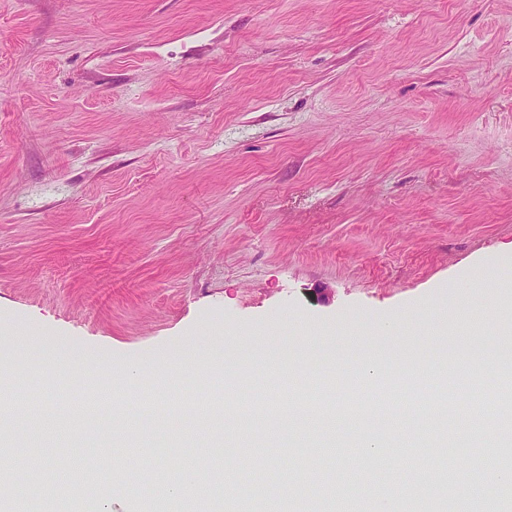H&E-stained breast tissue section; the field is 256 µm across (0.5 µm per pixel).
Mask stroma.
<instances>
[{
	"instance_id": "35a3bbf8",
	"label": "stroma",
	"mask_w": 512,
	"mask_h": 512,
	"mask_svg": "<svg viewBox=\"0 0 512 512\" xmlns=\"http://www.w3.org/2000/svg\"><path fill=\"white\" fill-rule=\"evenodd\" d=\"M509 281L512 0H0V361L40 346L0 389L12 458L43 456L26 512L91 456L98 506L141 512L180 461L205 458L195 431L214 400L250 432L225 435L204 490L224 493L243 448L269 494L319 459L316 482L368 508L426 487L446 440L473 477L512 422L460 434L467 381L449 416L434 405L445 373L425 372L437 341L499 337L512 302L488 291ZM395 314L411 322L385 371L418 420L350 361ZM270 332L288 336L283 354ZM79 353L155 373L131 394L141 455L158 459L137 492L112 480V444L60 423L108 384ZM201 360L208 373L186 372ZM301 397L288 432L253 418ZM348 401L386 459L317 420Z\"/></svg>"
}]
</instances>
